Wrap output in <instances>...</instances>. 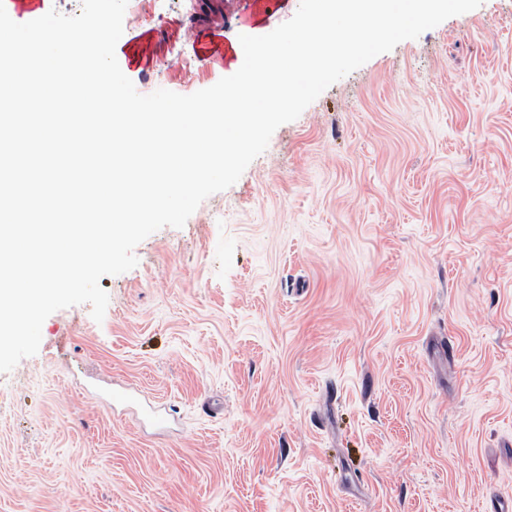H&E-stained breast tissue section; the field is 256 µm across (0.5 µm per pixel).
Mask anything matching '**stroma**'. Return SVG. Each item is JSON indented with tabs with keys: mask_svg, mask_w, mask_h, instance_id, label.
Returning <instances> with one entry per match:
<instances>
[{
	"mask_svg": "<svg viewBox=\"0 0 512 512\" xmlns=\"http://www.w3.org/2000/svg\"><path fill=\"white\" fill-rule=\"evenodd\" d=\"M299 3L128 0L116 58L189 95ZM134 253L0 373V512L512 506V0L329 86Z\"/></svg>",
	"mask_w": 512,
	"mask_h": 512,
	"instance_id": "35a3bbf8",
	"label": "stroma"
}]
</instances>
